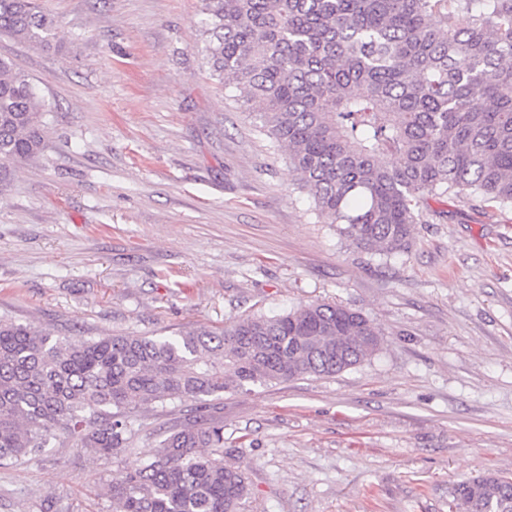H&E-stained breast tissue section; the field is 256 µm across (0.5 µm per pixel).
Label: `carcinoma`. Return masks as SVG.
Returning <instances> with one entry per match:
<instances>
[{
  "instance_id": "1",
  "label": "carcinoma",
  "mask_w": 512,
  "mask_h": 512,
  "mask_svg": "<svg viewBox=\"0 0 512 512\" xmlns=\"http://www.w3.org/2000/svg\"><path fill=\"white\" fill-rule=\"evenodd\" d=\"M206 58L224 89L288 150L300 188L354 248L407 251L430 202L512 206V0H205ZM469 23L458 28L455 15ZM0 33L60 43L39 0H0ZM27 74L0 58V192L42 154L44 113ZM381 331L362 312L311 301L220 330L52 337L0 323V465L64 433L100 457L129 450L133 414L371 359ZM117 512H238L245 473L224 463V424L166 431L112 479ZM458 512H512V478L454 488Z\"/></svg>"
}]
</instances>
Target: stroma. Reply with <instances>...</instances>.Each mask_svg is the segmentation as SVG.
Masks as SVG:
<instances>
[{
	"mask_svg": "<svg viewBox=\"0 0 512 512\" xmlns=\"http://www.w3.org/2000/svg\"><path fill=\"white\" fill-rule=\"evenodd\" d=\"M42 5L62 48L0 33L49 111L40 159L0 193V321L168 336L341 303L381 330L370 360L211 403L239 512H457V483L512 477V207L452 197L406 252H358L212 75L204 0ZM195 414L140 409L132 454L63 437L0 467V512H115L113 477Z\"/></svg>",
	"mask_w": 512,
	"mask_h": 512,
	"instance_id": "35a3bbf8",
	"label": "stroma"
}]
</instances>
